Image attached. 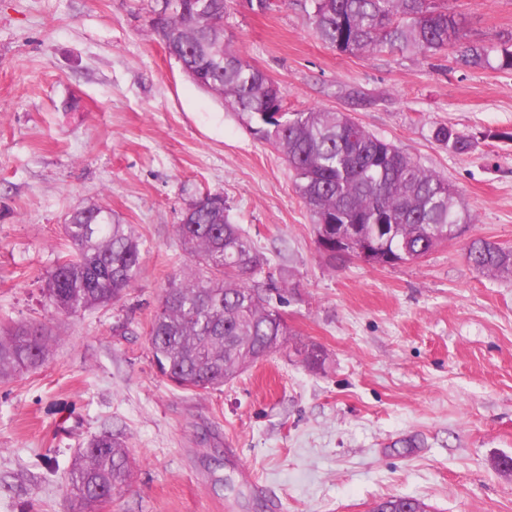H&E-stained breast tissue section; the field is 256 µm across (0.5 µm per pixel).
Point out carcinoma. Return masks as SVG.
I'll list each match as a JSON object with an SVG mask.
<instances>
[{
  "label": "carcinoma",
  "mask_w": 512,
  "mask_h": 512,
  "mask_svg": "<svg viewBox=\"0 0 512 512\" xmlns=\"http://www.w3.org/2000/svg\"><path fill=\"white\" fill-rule=\"evenodd\" d=\"M150 22V36H164L171 50L206 89H218L259 138L279 147L293 171L294 187L320 229L330 216L341 225L394 224L384 249L403 263L425 257L455 239L454 229L472 222L448 179L424 168L394 143L353 121L350 113L310 109L284 111L280 86L239 51L224 47V62L209 58L228 0H210L199 14L191 5ZM318 38L346 55L384 50L436 55L452 46L465 68L512 71V38L467 41L455 13L438 0H308ZM432 137L450 153L464 154L474 137L438 125ZM73 252L57 263L46 291L50 305L69 314L105 307L135 287L141 267L140 241L132 225L97 206L75 207L64 225ZM193 268L168 281L149 329L160 371L177 387L195 393L217 390L246 365L281 350L291 330L269 294L288 282L264 274L265 261L231 222L224 197L205 194L176 226ZM466 259L480 272L512 276V248L475 239ZM51 339L44 328L15 324L0 328V379L36 369ZM310 370H324L328 354L315 343L295 348ZM131 463L120 437H93L74 457L65 486L84 512H100L123 491ZM371 512H427L421 500L392 496Z\"/></svg>",
  "instance_id": "obj_1"
}]
</instances>
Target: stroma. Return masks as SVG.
<instances>
[{
  "instance_id": "35a3bbf8",
  "label": "stroma",
  "mask_w": 512,
  "mask_h": 512,
  "mask_svg": "<svg viewBox=\"0 0 512 512\" xmlns=\"http://www.w3.org/2000/svg\"><path fill=\"white\" fill-rule=\"evenodd\" d=\"M468 36L512 35V0H453ZM150 0H0V325L45 326L38 370L0 382V512H79L63 477L110 432L133 463L104 512H369L412 496L431 512H512V280L475 270L469 240L512 247V71L456 67L452 52L342 55L314 34L304 0L266 12L231 0L224 26L280 86L287 111L354 112L448 178L473 222L416 263L329 265L284 155L197 86L150 40ZM475 137L469 154L432 138ZM297 287L296 341L329 354L309 371L293 348L221 390L184 392L158 372L150 322L168 280L190 268L175 227L200 196ZM133 226L135 288L80 314L45 291L71 251L79 205ZM432 137L450 153L464 154L475 146L474 137L465 134L452 126L438 125L432 132Z\"/></svg>"
}]
</instances>
